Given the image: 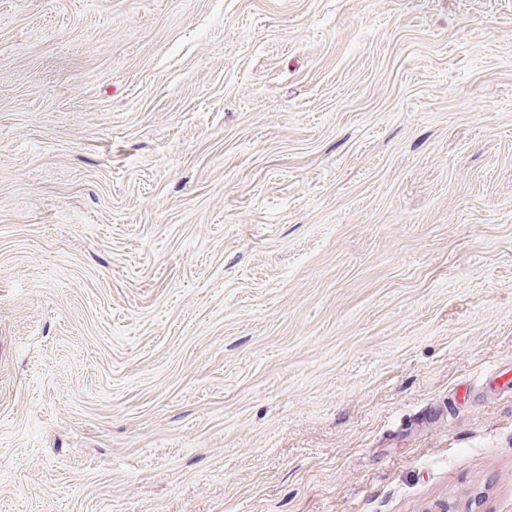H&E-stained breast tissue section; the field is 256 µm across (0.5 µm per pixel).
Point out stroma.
Returning a JSON list of instances; mask_svg holds the SVG:
<instances>
[{
	"label": "stroma",
	"instance_id": "1",
	"mask_svg": "<svg viewBox=\"0 0 512 512\" xmlns=\"http://www.w3.org/2000/svg\"><path fill=\"white\" fill-rule=\"evenodd\" d=\"M507 363L512 0H0V512H512Z\"/></svg>",
	"mask_w": 512,
	"mask_h": 512
}]
</instances>
